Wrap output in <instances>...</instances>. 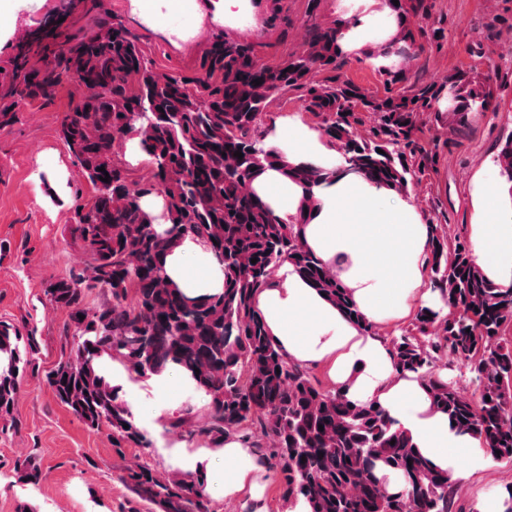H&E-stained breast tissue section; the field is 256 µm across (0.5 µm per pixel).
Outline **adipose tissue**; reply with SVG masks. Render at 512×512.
I'll list each match as a JSON object with an SVG mask.
<instances>
[{
	"label": "adipose tissue",
	"instance_id": "obj_1",
	"mask_svg": "<svg viewBox=\"0 0 512 512\" xmlns=\"http://www.w3.org/2000/svg\"><path fill=\"white\" fill-rule=\"evenodd\" d=\"M294 165H332L338 153L318 131L298 122L279 127L265 139ZM253 187L275 215L289 220L299 211L303 190L278 170L258 176ZM306 223L295 231L348 288L367 321L358 327L313 287L291 263H283L257 296L274 342L289 361L324 366L336 386L355 403L382 408L395 429L451 477L485 469L487 454L471 432L432 408L415 375L396 369L389 344L376 325L404 316L411 302L430 305L425 272L430 228L409 195L349 173L313 189ZM479 219L471 226L472 253L488 280L512 288V185L479 181ZM166 274L188 295L220 293L224 277L199 241L188 238L166 259ZM224 465L213 472L225 496L249 493L255 512H265L256 475L257 452L238 438L225 439Z\"/></svg>",
	"mask_w": 512,
	"mask_h": 512
}]
</instances>
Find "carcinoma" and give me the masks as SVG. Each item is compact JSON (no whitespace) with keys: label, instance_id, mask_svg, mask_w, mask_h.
<instances>
[{"label":"carcinoma","instance_id":"carcinoma-1","mask_svg":"<svg viewBox=\"0 0 512 512\" xmlns=\"http://www.w3.org/2000/svg\"><path fill=\"white\" fill-rule=\"evenodd\" d=\"M389 6L399 35L392 40L396 48L384 49L374 64L387 87L382 95L346 75L340 38L347 21L309 26L306 49L276 66L259 63L251 43L217 37L187 75L151 66L117 15L98 21L89 34L60 36L52 56L38 64L19 59L0 86V129L20 120L21 107L50 101L63 82L84 87L61 121L60 136L93 190L88 203L74 207L69 229L88 263L45 290L52 307L67 311L78 341L46 383L88 428L110 431L121 460L119 479L134 495L128 512H140L141 503L155 512L210 507L202 476H163L127 454L150 440L104 374V358L140 376L182 370L205 400V414L198 420L188 406L171 427L216 447L226 437H241L275 470L289 504L301 501L308 512H453L455 482L448 474L434 469L380 408L350 403L339 390L323 389L309 369L289 362L256 303L288 260L347 315L363 321L342 283L302 246L294 224L278 220L249 188L251 168L283 162L257 133L273 101L300 92L305 110L320 119L326 141L339 153L340 166L399 191L430 175L448 145L439 137L425 139L426 123L440 125L450 115L457 130L472 113L492 106L493 84L476 89L463 71L440 85L419 81L394 91L404 71L391 57L403 54L402 43L423 50L417 36L434 3L399 0ZM319 72L324 80L311 82ZM130 140L151 166L154 183L148 188L135 187L120 160ZM237 151L243 157L234 156ZM497 163L500 176L512 182V139L502 145ZM105 172L107 182L99 179ZM342 174L339 166L288 168V177L306 188ZM153 193L164 200L163 229L143 206ZM187 235L221 267L222 292L190 297L165 277V257ZM427 269L448 312L418 309L411 326L390 340L395 364L417 375L433 406L473 432L491 458L512 462V341L505 337L512 326V288L487 280L467 241L449 237L439 224L433 225ZM94 289L110 293L112 301L89 304ZM38 351L36 336L0 323L3 432L18 426L20 380ZM448 356L474 376L477 395H462L436 372L437 361ZM378 460L398 475L399 491H388L377 478ZM14 472L27 484L41 480L29 456L16 460Z\"/></svg>","mask_w":512,"mask_h":512}]
</instances>
